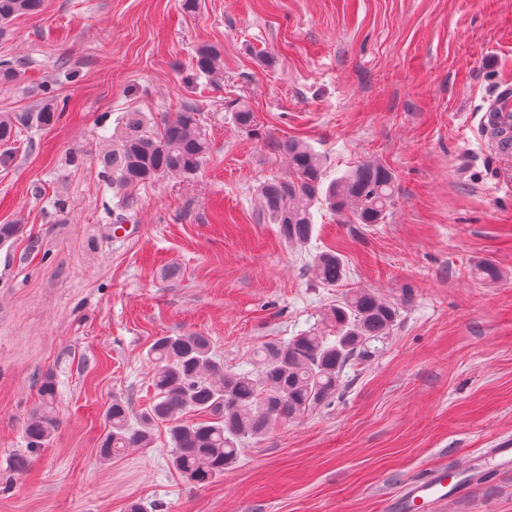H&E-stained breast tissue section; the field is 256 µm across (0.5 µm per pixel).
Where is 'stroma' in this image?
I'll use <instances>...</instances> for the list:
<instances>
[{"instance_id": "stroma-1", "label": "stroma", "mask_w": 512, "mask_h": 512, "mask_svg": "<svg viewBox=\"0 0 512 512\" xmlns=\"http://www.w3.org/2000/svg\"><path fill=\"white\" fill-rule=\"evenodd\" d=\"M197 2L45 0L0 38V57L24 61L0 83V112L38 111L48 87L67 103L0 163V224L23 227L0 245V512H381L417 473L512 439V191L499 184L512 157L482 129L489 96L512 83V0ZM204 44L224 49L220 83L192 68ZM236 99L252 127L235 123ZM189 104L211 141L201 169L134 188L136 221L110 232L103 137L123 113ZM290 137L331 179L363 160L390 168L386 222L320 209L302 247L259 223L255 187L288 170L270 143ZM324 250L347 267L339 286L309 270ZM480 261L500 279L476 278ZM364 288L400 312L381 352L223 476L182 478L164 422L152 447L100 458L113 399L136 418L153 400L156 337H209L238 371L265 343L323 329L325 308ZM48 376L59 427L31 451L24 430ZM443 512H512V474L472 480Z\"/></svg>"}]
</instances>
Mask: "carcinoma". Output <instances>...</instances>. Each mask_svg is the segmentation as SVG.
Segmentation results:
<instances>
[{"instance_id":"obj_1","label":"carcinoma","mask_w":512,"mask_h":512,"mask_svg":"<svg viewBox=\"0 0 512 512\" xmlns=\"http://www.w3.org/2000/svg\"><path fill=\"white\" fill-rule=\"evenodd\" d=\"M44 0H0V37L21 16L38 14ZM196 72L211 81L224 72V52L215 45L196 49ZM21 59H0V83L14 81ZM241 127L253 122L246 102L232 108ZM59 114L44 107L30 114L0 113V144L9 142L30 121L53 125ZM273 149L288 158V174L273 176L255 189L258 219L277 225L280 237L302 245L314 232V209L336 212L348 224H383L394 204L395 175L386 166L366 161L342 176L326 181L322 156L308 143L275 140ZM211 143L202 114L195 106L151 122L141 112H126L102 145L97 160L117 203L112 209L113 230L134 219V199L128 190L164 176L189 179L200 170ZM314 277L334 286L347 275L334 251L321 252L311 263ZM335 335L308 330L284 342L268 343L251 358V369L224 370V359L206 336L189 333L157 338L147 354L155 402L150 411L132 421L129 406L112 400L106 413L109 430L99 455L104 460L128 448H149L150 425L171 423V464L186 481L202 486L224 474L245 445L278 423L299 421L323 407L338 391L344 369L368 361L398 320L397 308L370 290H360L324 313ZM39 407L25 435L31 449L41 447L55 432L56 387L47 376L39 388ZM193 412L202 420L179 421Z\"/></svg>"}]
</instances>
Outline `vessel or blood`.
Wrapping results in <instances>:
<instances>
[{"label": "vessel or blood", "instance_id": "vessel-or-blood-1", "mask_svg": "<svg viewBox=\"0 0 512 512\" xmlns=\"http://www.w3.org/2000/svg\"><path fill=\"white\" fill-rule=\"evenodd\" d=\"M497 111L498 122L512 128V86L499 89L490 101ZM478 471L493 479L512 472V443L499 442L479 461ZM469 480L460 469L439 466L405 482L383 500V512H440L441 507L466 496Z\"/></svg>", "mask_w": 512, "mask_h": 512}]
</instances>
